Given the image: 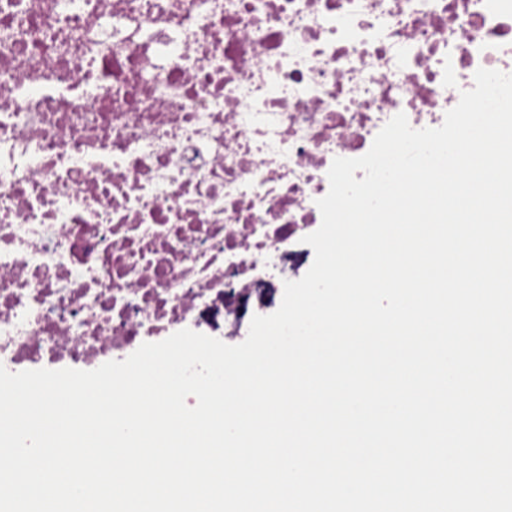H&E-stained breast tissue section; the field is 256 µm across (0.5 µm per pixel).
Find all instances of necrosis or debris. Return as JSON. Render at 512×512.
I'll return each instance as SVG.
<instances>
[{
	"mask_svg": "<svg viewBox=\"0 0 512 512\" xmlns=\"http://www.w3.org/2000/svg\"><path fill=\"white\" fill-rule=\"evenodd\" d=\"M512 73V0H0V364L232 342L334 158Z\"/></svg>",
	"mask_w": 512,
	"mask_h": 512,
	"instance_id": "necrosis-or-debris-1",
	"label": "necrosis or debris"
}]
</instances>
